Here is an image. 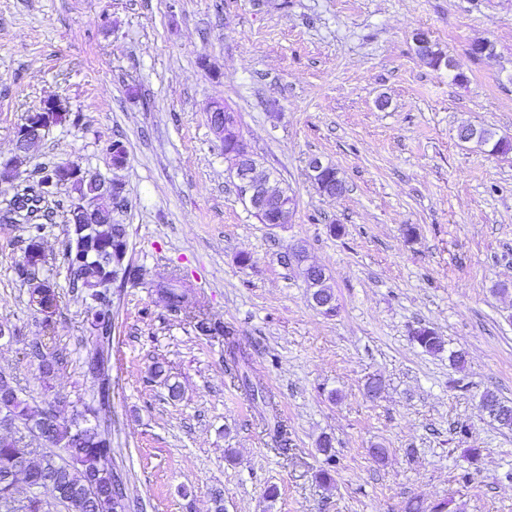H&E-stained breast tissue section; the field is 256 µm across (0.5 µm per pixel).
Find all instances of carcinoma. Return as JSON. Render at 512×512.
<instances>
[{"instance_id":"1","label":"carcinoma","mask_w":512,"mask_h":512,"mask_svg":"<svg viewBox=\"0 0 512 512\" xmlns=\"http://www.w3.org/2000/svg\"><path fill=\"white\" fill-rule=\"evenodd\" d=\"M418 55L433 68L450 65L439 51L433 50L429 41L418 46ZM477 144L489 148L493 154L506 155L512 152V140L497 136L496 131L480 127L473 138ZM57 166H44L38 179L29 182L21 180L16 184L15 207L26 209L22 223L26 224V247L23 262L17 268V276L28 288L29 306L44 314L56 311L57 300L53 284L40 277L38 267L42 249V236L48 217L44 206L70 215L78 203L94 208L98 203L86 194V187L79 182L61 184L53 179ZM346 190L344 181L338 177L335 168H328L321 174L320 192L332 188ZM128 251L127 225L116 224L108 217L89 225L83 244L77 238L68 236L64 262L71 288L80 291L90 301L87 307V323L91 345L83 357L84 373L97 382V393L92 399L73 406L70 416L62 417L53 402L47 404L50 414L32 412L23 389L15 390L14 398L0 405V476L16 473L28 485L46 487L54 492V498L65 512H114L112 493L115 492L114 462L112 449V418L110 407V380L104 368V351L112 341V289L101 284L108 281L112 268L123 271L124 283L133 285L143 280L144 269L126 260ZM327 277L319 273L306 278L313 288L312 299L328 301L334 299L332 289L326 284ZM156 288L166 300L167 307L174 312L182 309L187 283L170 278L156 283ZM195 328L203 335L225 336V363L232 378L245 390L252 400L270 404V398L254 386L248 374L249 355L241 349L234 333L224 331V326L205 319L196 322ZM413 340L427 353L440 354L445 350L442 337L427 327L412 333ZM26 355L37 364L41 377L50 379L55 373L60 358L48 351L46 343L34 338L27 343ZM482 411L499 426L512 429V405L502 401L497 394L486 392L481 397ZM44 438L52 446L65 450L67 458L60 461L43 448L30 450L25 446L26 434ZM318 451L324 456L319 480L324 484L334 482L336 468L335 451L331 440L321 439ZM17 487L0 484V512H49V504L36 496L20 501L16 498Z\"/></svg>"}]
</instances>
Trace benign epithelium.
Returning <instances> with one entry per match:
<instances>
[{
  "mask_svg": "<svg viewBox=\"0 0 512 512\" xmlns=\"http://www.w3.org/2000/svg\"><path fill=\"white\" fill-rule=\"evenodd\" d=\"M64 112L62 101L53 98L44 101L40 109L26 113L14 131L16 150L26 152L51 127L60 124V116ZM208 120L212 133L224 146V159L246 205L253 212L268 213L280 202L278 192L270 186L271 174L263 169L245 143L239 125L230 118V110L226 104L218 100L211 102ZM57 178L62 184L70 181L86 182L93 195H106L114 203L125 198L124 187L120 182L92 175L80 167L62 166L58 169Z\"/></svg>",
  "mask_w": 512,
  "mask_h": 512,
  "instance_id": "benign-epithelium-1",
  "label": "benign epithelium"
}]
</instances>
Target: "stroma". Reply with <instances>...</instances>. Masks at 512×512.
Here are the masks:
<instances>
[{"label": "stroma", "instance_id": "35a3bbf8", "mask_svg": "<svg viewBox=\"0 0 512 512\" xmlns=\"http://www.w3.org/2000/svg\"><path fill=\"white\" fill-rule=\"evenodd\" d=\"M419 32L450 67L420 59ZM486 40L494 55H471ZM50 97L82 121L16 155V125ZM216 99L294 196L288 223H260L239 198L208 124ZM464 125L512 139V0H0V164L18 160L30 180L73 162L116 177L129 258L191 285L177 313L148 282L113 294L114 465L140 512H213L217 491L225 512H404L411 500L512 512V430L479 408L487 391L512 403V153L460 141ZM115 139L127 149L118 170ZM313 157L336 167L342 195L318 191ZM25 238L0 224V326L16 332L0 340V370L65 416L95 388L82 368L87 303L69 286L57 210L43 274L58 307L47 322L29 308L15 272ZM297 245L324 269L335 315L313 307ZM196 313L234 330L286 450ZM419 327L445 353L423 351ZM34 336L62 359L48 385L25 355ZM157 362L164 378L150 376ZM325 436L328 487L316 478ZM412 338L427 353L440 354L445 350L442 337L433 329L422 327L414 330ZM318 451L324 456L323 467L319 470L318 477L323 484L334 482L333 472L336 468L335 451L332 448L331 440L325 436L319 441Z\"/></svg>", "mask_w": 512, "mask_h": 512}]
</instances>
